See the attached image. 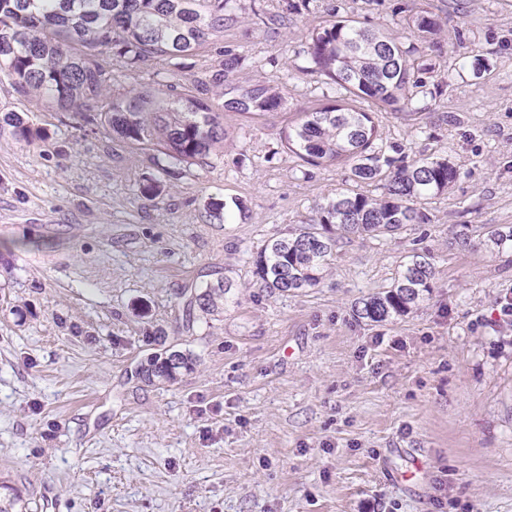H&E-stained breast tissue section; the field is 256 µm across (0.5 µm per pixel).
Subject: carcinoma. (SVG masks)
<instances>
[{
  "instance_id": "carcinoma-1",
  "label": "carcinoma",
  "mask_w": 512,
  "mask_h": 512,
  "mask_svg": "<svg viewBox=\"0 0 512 512\" xmlns=\"http://www.w3.org/2000/svg\"><path fill=\"white\" fill-rule=\"evenodd\" d=\"M282 12L267 17L279 27L297 11L294 0H282ZM236 0H0V72L12 85L48 107L72 112L95 124L108 137L137 142H163L176 163L206 164L221 138L222 110L251 114L277 112L285 105L278 88L241 82L235 72L242 56L224 50V59L209 80L199 81L198 95L173 94L146 107L144 92H119L100 115L92 104L111 90L112 64L140 65L150 60L173 61L193 56L209 40L238 22ZM417 39L403 42L381 29L360 27L353 19L338 20L312 33L310 66L304 72L328 79L334 103L300 112L284 135V147L312 166L344 163L355 188L336 193L321 207L319 222L299 232L272 238L254 258V274L272 293L318 286L328 261L344 240L394 236L410 224H426V204L448 191L457 167L444 155L408 160L398 143L382 139L378 113L363 102L395 112L406 108L421 116L427 98L439 85L430 81L434 67L419 48L439 35L444 24L419 9L411 18ZM13 128L32 144L45 132L32 128L24 112L0 111V126ZM373 186L380 194L357 191ZM209 220L230 224L226 204L210 199ZM465 247L492 253L512 251V226L481 227L478 239L457 235ZM434 267L428 252H414L391 285L355 303L354 314L370 322L404 316L431 292ZM233 284L220 280L206 286L189 307L205 314L224 308ZM195 357L180 350L151 356L140 375L151 384H172L193 369Z\"/></svg>"
}]
</instances>
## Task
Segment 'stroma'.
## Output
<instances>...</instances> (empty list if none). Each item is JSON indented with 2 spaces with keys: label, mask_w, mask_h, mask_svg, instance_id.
<instances>
[{
  "label": "stroma",
  "mask_w": 512,
  "mask_h": 512,
  "mask_svg": "<svg viewBox=\"0 0 512 512\" xmlns=\"http://www.w3.org/2000/svg\"><path fill=\"white\" fill-rule=\"evenodd\" d=\"M239 3L183 70H112L117 90L185 93L229 46L239 80L282 89L280 111L225 112L208 164L172 177L160 144L105 137L0 75V109L48 132L30 145L0 130V482L19 512H512V253L457 240L512 224V0H310L277 35L256 12L281 0ZM421 5L451 33L425 49L436 74L463 68L426 120L383 114L382 138L450 156L459 178L430 223L341 244L318 287L270 293L256 252L346 186L344 165L281 144L296 112L325 103L304 71L312 33L351 15L399 34ZM212 197L247 210L210 223ZM422 250L429 297L356 318ZM220 278L234 284L223 312L187 319ZM161 346L191 352L193 370L142 381Z\"/></svg>",
  "instance_id": "obj_1"
}]
</instances>
